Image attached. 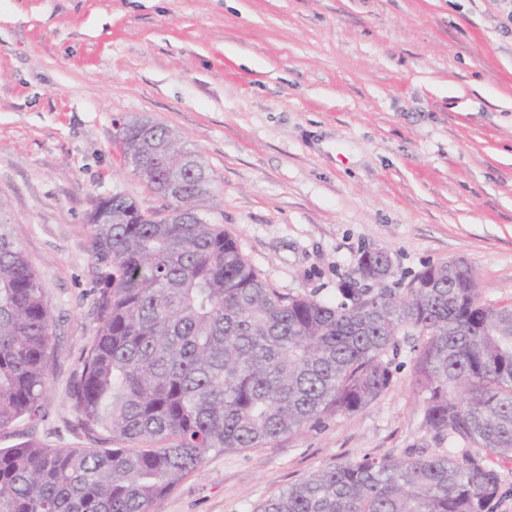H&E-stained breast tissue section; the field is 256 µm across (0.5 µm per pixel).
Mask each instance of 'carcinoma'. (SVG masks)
<instances>
[{
    "instance_id": "carcinoma-1",
    "label": "carcinoma",
    "mask_w": 512,
    "mask_h": 512,
    "mask_svg": "<svg viewBox=\"0 0 512 512\" xmlns=\"http://www.w3.org/2000/svg\"><path fill=\"white\" fill-rule=\"evenodd\" d=\"M125 161L163 201L144 212L101 197L91 226L98 322L70 398L77 424L113 448H0V512H150L210 454L351 414L392 385L411 346L424 423L442 454L337 462L259 512H494V459H512V305L481 299L464 258L426 267L401 292L361 286L323 301L282 294L236 238L201 214L211 194L202 159L141 120L117 129ZM23 248L0 224V431L39 416L49 377L51 316Z\"/></svg>"
}]
</instances>
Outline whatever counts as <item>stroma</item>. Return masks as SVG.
<instances>
[{
    "label": "stroma",
    "instance_id": "1",
    "mask_svg": "<svg viewBox=\"0 0 512 512\" xmlns=\"http://www.w3.org/2000/svg\"><path fill=\"white\" fill-rule=\"evenodd\" d=\"M149 119L197 151L215 222L269 285L332 300L363 250L398 292L462 257L512 303V0H0V224L44 288L42 418L0 432L91 448L68 392L96 326L88 215L119 191L162 202L124 161ZM363 410L209 455L151 512H258L330 464L435 453L402 344Z\"/></svg>",
    "mask_w": 512,
    "mask_h": 512
}]
</instances>
